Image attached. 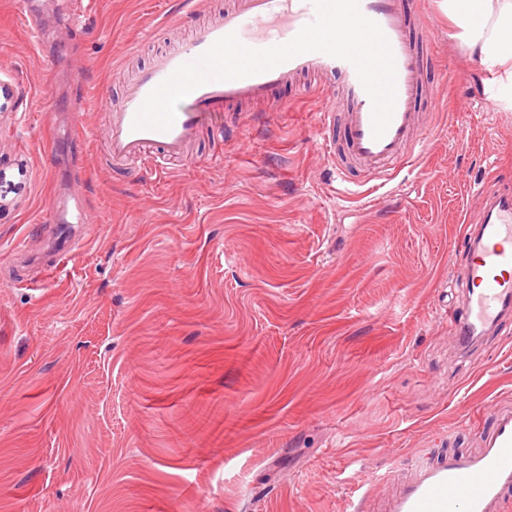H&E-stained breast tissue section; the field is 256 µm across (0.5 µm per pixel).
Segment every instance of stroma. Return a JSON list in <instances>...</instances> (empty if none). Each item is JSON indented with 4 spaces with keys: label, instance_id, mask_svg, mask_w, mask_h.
<instances>
[{
    "label": "stroma",
    "instance_id": "1",
    "mask_svg": "<svg viewBox=\"0 0 512 512\" xmlns=\"http://www.w3.org/2000/svg\"><path fill=\"white\" fill-rule=\"evenodd\" d=\"M73 2L0 0V161L26 168L0 183V512H377L416 457L474 451L512 319L466 355L449 320L512 107L441 0L426 145L380 189L337 175L311 79L113 165L99 97L231 0ZM51 222L82 242L44 273Z\"/></svg>",
    "mask_w": 512,
    "mask_h": 512
}]
</instances>
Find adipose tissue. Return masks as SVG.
I'll return each mask as SVG.
<instances>
[{
    "instance_id": "1",
    "label": "adipose tissue",
    "mask_w": 512,
    "mask_h": 512,
    "mask_svg": "<svg viewBox=\"0 0 512 512\" xmlns=\"http://www.w3.org/2000/svg\"><path fill=\"white\" fill-rule=\"evenodd\" d=\"M458 37L482 64L502 72L499 99L512 100V0H445Z\"/></svg>"
}]
</instances>
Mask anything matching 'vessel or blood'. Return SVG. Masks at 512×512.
I'll return each mask as SVG.
<instances>
[{
	"label": "vessel or blood",
	"instance_id": "obj_1",
	"mask_svg": "<svg viewBox=\"0 0 512 512\" xmlns=\"http://www.w3.org/2000/svg\"><path fill=\"white\" fill-rule=\"evenodd\" d=\"M360 9L387 38L396 67V100L391 122L381 138L372 134V105L355 67L321 52L294 57L275 68L236 80L212 81L188 94L169 130H136L132 124L147 95L180 65L196 61L217 39L236 33L252 48L291 40L315 17L311 0H236L176 49L160 54L125 86L117 110L108 111L109 151L114 162L137 161L160 167L183 155L200 129L219 124L225 105L264 102L270 88L302 75L336 76L347 109L340 112L332 95H324L318 114L323 141L343 126L345 152L331 155L338 175L361 168L370 180H382L413 158L412 145L424 126L414 104L424 91V62L410 35L418 22L424 36L432 29L425 15L414 14L410 0H360ZM463 303L452 321L457 345L471 351L489 331L512 316V191L486 196V205L470 216ZM492 428L480 436L476 451L450 452L422 462L399 480L381 505L382 512H505L512 495V408L491 403Z\"/></svg>",
	"mask_w": 512,
	"mask_h": 512
}]
</instances>
